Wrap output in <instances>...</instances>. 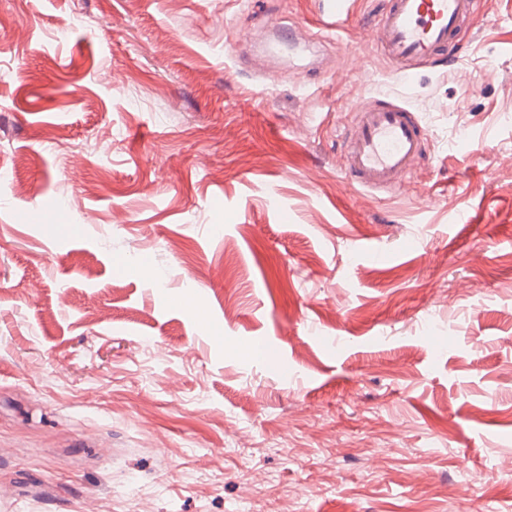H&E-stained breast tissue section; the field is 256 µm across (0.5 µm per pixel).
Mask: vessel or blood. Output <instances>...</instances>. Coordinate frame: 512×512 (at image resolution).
I'll list each match as a JSON object with an SVG mask.
<instances>
[{"instance_id": "b4317fda", "label": "vessel or blood", "mask_w": 512, "mask_h": 512, "mask_svg": "<svg viewBox=\"0 0 512 512\" xmlns=\"http://www.w3.org/2000/svg\"><path fill=\"white\" fill-rule=\"evenodd\" d=\"M352 0H319L317 25L333 32L351 12ZM478 0H383L365 28L401 82H412L422 65L444 66L461 48L460 34ZM354 120L342 142L344 175L353 187L397 192L408 184L426 152V128L416 112L388 96L353 103Z\"/></svg>"}]
</instances>
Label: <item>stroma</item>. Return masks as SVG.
<instances>
[{
    "label": "stroma",
    "instance_id": "35a3bbf8",
    "mask_svg": "<svg viewBox=\"0 0 512 512\" xmlns=\"http://www.w3.org/2000/svg\"><path fill=\"white\" fill-rule=\"evenodd\" d=\"M380 2L0 0V512H512V0L410 87ZM351 2L352 0H319L316 24L324 31H336L352 12ZM354 120L342 142L348 183L370 192L407 186L426 152V127L404 102L383 96L354 102Z\"/></svg>",
    "mask_w": 512,
    "mask_h": 512
}]
</instances>
